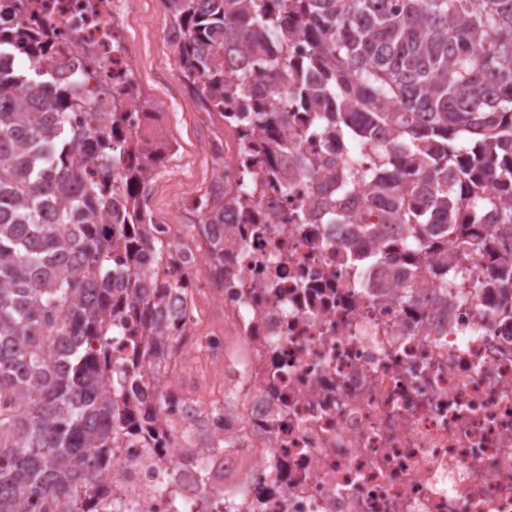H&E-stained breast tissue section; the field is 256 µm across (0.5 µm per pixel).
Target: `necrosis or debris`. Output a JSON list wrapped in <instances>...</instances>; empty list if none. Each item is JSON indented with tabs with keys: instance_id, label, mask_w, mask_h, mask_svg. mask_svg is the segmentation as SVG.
<instances>
[{
	"instance_id": "obj_1",
	"label": "necrosis or debris",
	"mask_w": 512,
	"mask_h": 512,
	"mask_svg": "<svg viewBox=\"0 0 512 512\" xmlns=\"http://www.w3.org/2000/svg\"><path fill=\"white\" fill-rule=\"evenodd\" d=\"M0 38L37 32L57 87L81 84L83 111L120 107L147 136L151 120L117 89L134 69L113 40L118 21L141 0H7ZM228 100L227 186H243L236 132L249 121ZM271 150L290 181L265 200L272 224L243 233L234 212L208 227L224 239V280L209 271L200 244L184 273L192 281L175 363L205 353L224 367L226 448L219 459L186 461L179 438L167 449L128 438L102 475L131 512H172L171 490L192 503L210 488L207 512H512V318L503 296L485 288L484 258H466L463 287L434 284L433 263L351 266L370 255L355 224H329L311 198L336 195L347 151L285 125ZM299 157L317 161L308 181ZM224 308V332L199 343L203 306Z\"/></svg>"
}]
</instances>
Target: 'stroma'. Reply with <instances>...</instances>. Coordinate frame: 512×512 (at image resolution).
Instances as JSON below:
<instances>
[{
	"label": "stroma",
	"instance_id": "1",
	"mask_svg": "<svg viewBox=\"0 0 512 512\" xmlns=\"http://www.w3.org/2000/svg\"><path fill=\"white\" fill-rule=\"evenodd\" d=\"M167 24L162 0H142L140 15L121 19L120 32L136 60L133 73L143 97L163 114L165 130L178 146L156 170L151 208L155 215L178 225L189 240L199 224L189 202L212 183L219 163L211 152L217 126L178 74L165 39Z\"/></svg>",
	"mask_w": 512,
	"mask_h": 512
}]
</instances>
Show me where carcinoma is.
Segmentation results:
<instances>
[{
  "mask_svg": "<svg viewBox=\"0 0 512 512\" xmlns=\"http://www.w3.org/2000/svg\"><path fill=\"white\" fill-rule=\"evenodd\" d=\"M163 3L182 34L179 74L206 112L222 120L238 96L268 141L303 112L304 126L368 151L324 203L333 221L377 235L339 203L372 182L381 223L406 226V266L448 251L451 237L492 264L490 287L512 291V257L496 245L512 238V0ZM25 59L49 79L0 72V512H124L116 497L101 504L99 473L132 430L160 431L137 383L146 366L170 368L181 321L161 330L159 315L171 291H188L169 277L173 253L144 202L166 152L115 110L73 126L76 91L52 89L42 54ZM277 85V103L259 97ZM246 162L288 191L277 153L250 144ZM258 205L250 189L213 183L191 208L203 225L234 208L258 224ZM468 276L445 266L438 287ZM116 337L141 361L112 359Z\"/></svg>",
  "mask_w": 512,
  "mask_h": 512,
  "instance_id": "obj_1",
  "label": "carcinoma"
}]
</instances>
